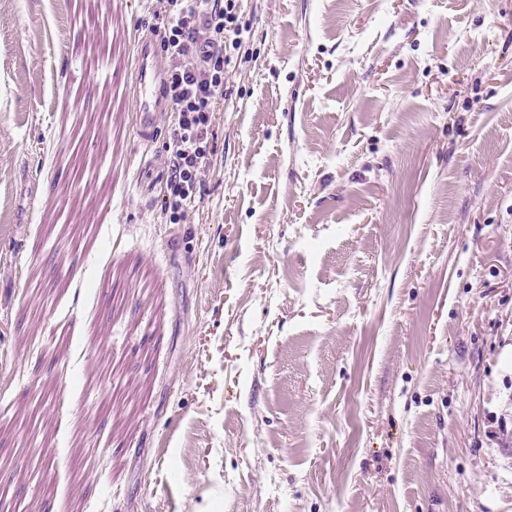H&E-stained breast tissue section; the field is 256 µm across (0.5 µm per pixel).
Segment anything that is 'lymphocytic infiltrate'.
<instances>
[{"instance_id":"obj_1","label":"lymphocytic infiltrate","mask_w":512,"mask_h":512,"mask_svg":"<svg viewBox=\"0 0 512 512\" xmlns=\"http://www.w3.org/2000/svg\"><path fill=\"white\" fill-rule=\"evenodd\" d=\"M242 7L243 0H156L152 11L171 102L160 207L173 224L184 222L202 195L214 153L215 112L219 104H231L230 80L249 57Z\"/></svg>"}]
</instances>
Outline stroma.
Segmentation results:
<instances>
[{
	"label": "stroma",
	"mask_w": 512,
	"mask_h": 512,
	"mask_svg": "<svg viewBox=\"0 0 512 512\" xmlns=\"http://www.w3.org/2000/svg\"><path fill=\"white\" fill-rule=\"evenodd\" d=\"M188 223L150 0H0V512H512V0H244Z\"/></svg>",
	"instance_id": "35a3bbf8"
}]
</instances>
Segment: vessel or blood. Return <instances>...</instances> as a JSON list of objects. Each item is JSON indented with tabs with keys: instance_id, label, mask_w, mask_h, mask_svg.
<instances>
[{
	"instance_id": "vessel-or-blood-1",
	"label": "vessel or blood",
	"mask_w": 512,
	"mask_h": 512,
	"mask_svg": "<svg viewBox=\"0 0 512 512\" xmlns=\"http://www.w3.org/2000/svg\"><path fill=\"white\" fill-rule=\"evenodd\" d=\"M160 51L159 40L151 35L139 36L134 43L135 129L139 142L147 145L156 140L160 114L171 109L164 95V75L158 65Z\"/></svg>"
}]
</instances>
